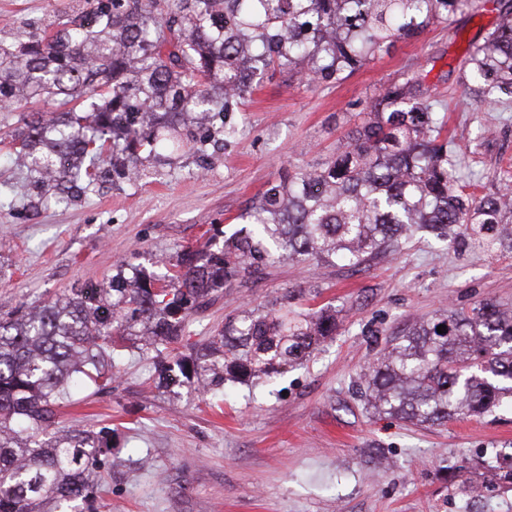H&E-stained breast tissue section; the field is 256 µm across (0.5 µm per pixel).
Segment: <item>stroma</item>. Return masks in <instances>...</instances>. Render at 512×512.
Wrapping results in <instances>:
<instances>
[{"label":"stroma","instance_id":"obj_1","mask_svg":"<svg viewBox=\"0 0 512 512\" xmlns=\"http://www.w3.org/2000/svg\"><path fill=\"white\" fill-rule=\"evenodd\" d=\"M483 0L451 25L396 43L340 81L307 85L279 73L248 96L238 131L207 163L186 154L144 158L141 179L67 203L31 207L26 179L0 151V318L117 272L199 246L210 227L232 234L252 201L298 167L336 151L365 102L418 70L467 155L478 195L512 180V99L473 103L460 60L494 28ZM303 292L302 309L335 310L340 326L275 387L226 383L219 395L187 383L151 389V355L124 351L112 387L93 381L58 410L65 426H111L119 463L105 476L102 512H512V488L497 485V457L512 444V409L418 426L374 412L362 374L391 337L417 317L490 300L512 307V252L458 251L415 237L359 270L306 260L225 286L188 319L192 345L245 310Z\"/></svg>","mask_w":512,"mask_h":512}]
</instances>
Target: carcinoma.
<instances>
[{"mask_svg": "<svg viewBox=\"0 0 512 512\" xmlns=\"http://www.w3.org/2000/svg\"><path fill=\"white\" fill-rule=\"evenodd\" d=\"M465 7L480 0H64L52 23L35 18L0 37L5 111L46 106L9 144L35 186L51 188L41 206L141 177L142 153L159 147L203 161L230 136L206 117L240 111L266 74L339 80ZM498 11L465 61L475 102L512 95V0ZM425 78L383 87L334 155L266 190L222 245L213 235L148 277L118 273L92 299L80 290L0 320V512H96L116 465L112 429L61 426L56 407L85 377L112 384L116 352H154L161 374L215 392L228 378L272 382L336 335L331 311L275 301L224 323L193 356L169 349L231 280L309 258L358 269L424 231L459 249L512 250V182L469 191ZM365 378L371 407L421 426L512 407V309L486 301L420 318Z\"/></svg>", "mask_w": 512, "mask_h": 512, "instance_id": "carcinoma-1", "label": "carcinoma"}]
</instances>
